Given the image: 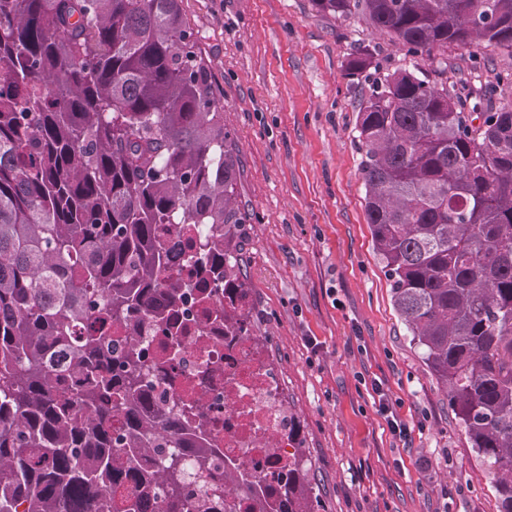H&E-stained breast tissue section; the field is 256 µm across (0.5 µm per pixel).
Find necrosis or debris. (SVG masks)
<instances>
[{
  "mask_svg": "<svg viewBox=\"0 0 512 512\" xmlns=\"http://www.w3.org/2000/svg\"><path fill=\"white\" fill-rule=\"evenodd\" d=\"M167 279L183 284L181 310L190 321H202L206 311L216 309L215 301H201L195 287L200 275L187 262L173 264ZM112 337L134 340L144 352L149 377L165 396L162 411L180 409L187 395L202 394V416L181 417L182 433L192 432L198 419H205L218 460L239 466L260 481L287 472L290 412L276 376L266 373L253 350V337L187 335L179 350V367L170 375L158 361L168 338L148 318L114 326Z\"/></svg>",
  "mask_w": 512,
  "mask_h": 512,
  "instance_id": "4bbe7bcc",
  "label": "necrosis or debris"
}]
</instances>
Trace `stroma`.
Masks as SVG:
<instances>
[{
  "label": "stroma",
  "mask_w": 512,
  "mask_h": 512,
  "mask_svg": "<svg viewBox=\"0 0 512 512\" xmlns=\"http://www.w3.org/2000/svg\"><path fill=\"white\" fill-rule=\"evenodd\" d=\"M239 149L251 222L242 271L264 355L300 420L319 512H498L493 477L397 313L373 250L356 131L367 83L346 75L373 51L381 73L406 47L311 0H181ZM463 46L431 80L485 107L512 100V57ZM381 381L412 434L377 415Z\"/></svg>",
  "instance_id": "stroma-1"
}]
</instances>
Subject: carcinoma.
I'll list each match as a JSON object with an SVG mask.
<instances>
[{
    "instance_id": "1",
    "label": "carcinoma",
    "mask_w": 512,
    "mask_h": 512,
    "mask_svg": "<svg viewBox=\"0 0 512 512\" xmlns=\"http://www.w3.org/2000/svg\"><path fill=\"white\" fill-rule=\"evenodd\" d=\"M181 0H0V512H209L251 488L217 476L205 426L179 434L112 325L168 318L166 228L224 235L190 256L241 301L240 164ZM433 61L448 45L512 57V0H312ZM379 69L363 48L354 78ZM481 123L474 124L475 120ZM366 217L393 304L512 512V103L465 111L412 62L373 80L356 120ZM71 377L63 392L53 371ZM118 414L124 429L112 435ZM288 477L262 512H315L292 419ZM168 493L149 498L150 484Z\"/></svg>"
}]
</instances>
